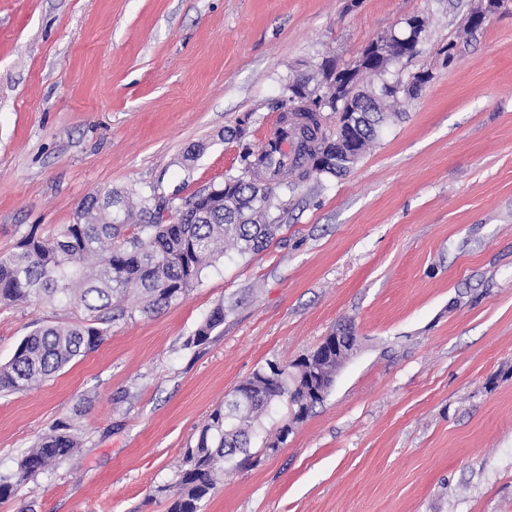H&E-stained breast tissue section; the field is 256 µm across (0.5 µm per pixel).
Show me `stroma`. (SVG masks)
<instances>
[{"label":"stroma","mask_w":512,"mask_h":512,"mask_svg":"<svg viewBox=\"0 0 512 512\" xmlns=\"http://www.w3.org/2000/svg\"><path fill=\"white\" fill-rule=\"evenodd\" d=\"M480 3L0 0V254L94 192L182 201L239 175L289 81L352 63L412 15L429 19L421 51L385 78L434 74L346 176L289 196L263 251L227 249L166 307L126 302L95 350L0 395L1 475L58 421L82 442L0 512H168L225 396L346 320L357 346L324 402L262 416L202 512H512V12L463 34ZM219 303L223 325L191 344ZM86 316L0 305V363L36 326Z\"/></svg>","instance_id":"1"}]
</instances>
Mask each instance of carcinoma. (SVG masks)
<instances>
[{
  "instance_id": "carcinoma-1",
  "label": "carcinoma",
  "mask_w": 512,
  "mask_h": 512,
  "mask_svg": "<svg viewBox=\"0 0 512 512\" xmlns=\"http://www.w3.org/2000/svg\"><path fill=\"white\" fill-rule=\"evenodd\" d=\"M390 119L384 101L364 106L357 121L354 145L373 144ZM296 139L289 158L273 163L270 154H253L251 174L261 182L238 175L222 186L199 190L180 207L151 192L138 206L107 192L85 197L73 223L47 238L25 236L14 252L0 255V304L25 303L32 297L49 303L80 302L88 310L106 313L120 309L130 291L146 308H161L185 297L203 272L231 245L241 254L257 253L273 239L288 195L311 175H341L355 161L339 155L322 167H312L315 139L306 126L294 127ZM134 232H128V229ZM224 324V305L206 315L187 344L205 342ZM104 330L91 323L43 324L24 336L12 358L0 365V393L23 392L94 349ZM321 376L336 374L332 357L305 355ZM264 367L240 383L224 404L215 408L194 447L187 449L185 466L174 485L169 512H200L201 503L216 488L224 470L241 467L250 458L249 432L260 425L268 406L303 401L308 380L298 372L262 378ZM68 421L58 422L25 451L16 470L0 476V499L14 496L21 485L53 465L72 457L81 447Z\"/></svg>"
}]
</instances>
